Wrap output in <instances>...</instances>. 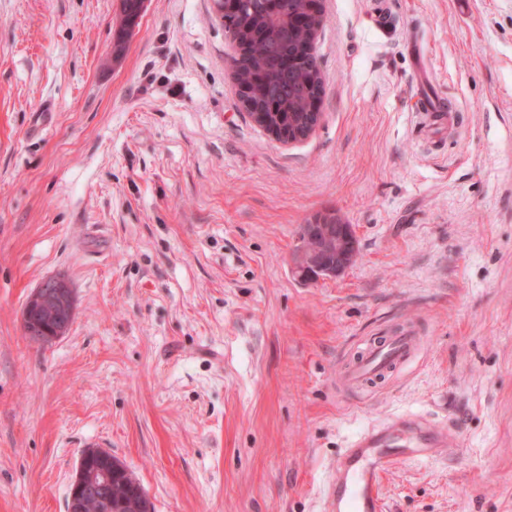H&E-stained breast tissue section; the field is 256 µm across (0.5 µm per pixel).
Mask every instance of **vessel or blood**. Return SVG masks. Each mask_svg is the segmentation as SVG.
Masks as SVG:
<instances>
[{"instance_id":"obj_1","label":"vessel or blood","mask_w":512,"mask_h":512,"mask_svg":"<svg viewBox=\"0 0 512 512\" xmlns=\"http://www.w3.org/2000/svg\"><path fill=\"white\" fill-rule=\"evenodd\" d=\"M418 341L413 330L369 344L342 372L344 386H366L412 360ZM456 437L420 417H398L370 425L350 439L333 462L324 512H383L379 482L397 459L428 455Z\"/></svg>"}]
</instances>
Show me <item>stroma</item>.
<instances>
[{
	"label": "stroma",
	"mask_w": 512,
	"mask_h": 512,
	"mask_svg": "<svg viewBox=\"0 0 512 512\" xmlns=\"http://www.w3.org/2000/svg\"><path fill=\"white\" fill-rule=\"evenodd\" d=\"M0 0V512H67L87 447L154 512H321L369 423L456 430L384 474L385 512H512V0H324L322 119L242 108L213 0ZM454 125H419L420 94ZM319 212L357 259L304 281ZM68 333L30 343L46 277ZM412 327L366 391L346 360ZM75 316V293L64 277L45 278L28 297L21 316L25 337L46 344L65 336Z\"/></svg>",
	"instance_id": "stroma-1"
}]
</instances>
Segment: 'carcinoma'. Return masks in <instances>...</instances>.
<instances>
[{"mask_svg":"<svg viewBox=\"0 0 512 512\" xmlns=\"http://www.w3.org/2000/svg\"><path fill=\"white\" fill-rule=\"evenodd\" d=\"M288 16V26L278 16ZM224 30L247 60L241 78L264 94L278 86L284 95L268 102L269 115L288 126L309 111L323 92L318 57L306 48L311 0H237L223 14Z\"/></svg>","mask_w":512,"mask_h":512,"instance_id":"1","label":"carcinoma"}]
</instances>
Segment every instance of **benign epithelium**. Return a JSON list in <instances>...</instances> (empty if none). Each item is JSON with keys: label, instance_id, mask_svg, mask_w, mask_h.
Here are the masks:
<instances>
[{"label": "benign epithelium", "instance_id": "1", "mask_svg": "<svg viewBox=\"0 0 512 512\" xmlns=\"http://www.w3.org/2000/svg\"><path fill=\"white\" fill-rule=\"evenodd\" d=\"M238 97L252 120L278 142L291 144L307 138L295 133L286 135L284 127L269 124L264 116L262 98L245 83H237ZM303 240L294 257V269L306 281L336 277L346 271L356 255V242L351 225L334 213L316 214L302 225ZM75 316V293L64 277L45 278L28 297L21 316L26 338L36 344H46L67 334ZM131 477L100 448L87 450L81 456L70 489L69 512H84L92 497L112 507L113 477ZM133 492L121 501L128 512H143L145 495L141 486L132 483Z\"/></svg>", "mask_w": 512, "mask_h": 512}]
</instances>
